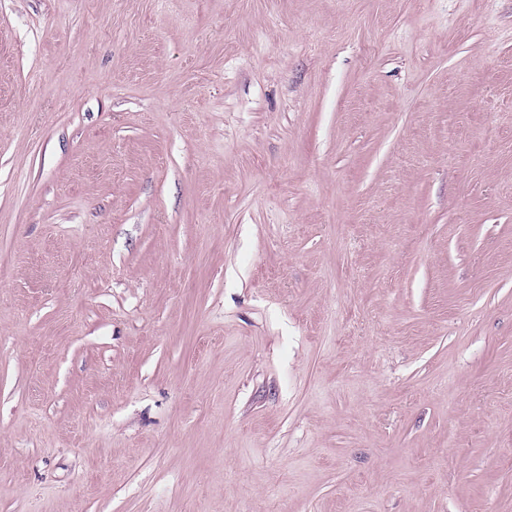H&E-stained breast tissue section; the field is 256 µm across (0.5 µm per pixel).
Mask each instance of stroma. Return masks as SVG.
I'll use <instances>...</instances> for the list:
<instances>
[{"instance_id":"obj_1","label":"stroma","mask_w":512,"mask_h":512,"mask_svg":"<svg viewBox=\"0 0 512 512\" xmlns=\"http://www.w3.org/2000/svg\"><path fill=\"white\" fill-rule=\"evenodd\" d=\"M0 512H512V0H0Z\"/></svg>"}]
</instances>
